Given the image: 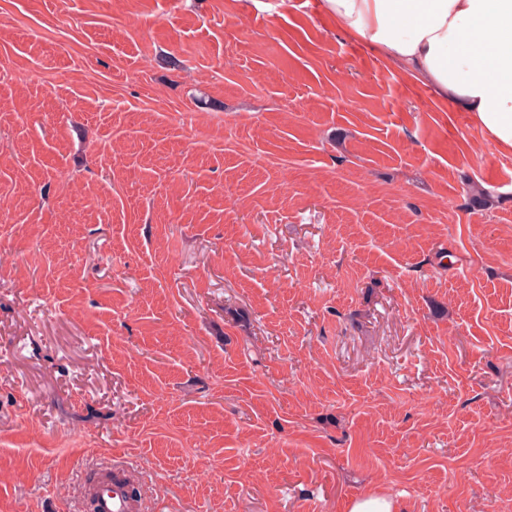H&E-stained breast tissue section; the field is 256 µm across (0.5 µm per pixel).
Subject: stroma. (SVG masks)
<instances>
[{
  "mask_svg": "<svg viewBox=\"0 0 512 512\" xmlns=\"http://www.w3.org/2000/svg\"><path fill=\"white\" fill-rule=\"evenodd\" d=\"M322 3L0 0V512H512V152ZM125 468H114L112 478L97 490V512H131L133 504L127 495ZM402 506L390 497L367 493L354 498L348 512H405Z\"/></svg>",
  "mask_w": 512,
  "mask_h": 512,
  "instance_id": "35a3bbf8",
  "label": "stroma"
}]
</instances>
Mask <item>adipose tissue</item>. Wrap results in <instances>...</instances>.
<instances>
[{"instance_id": "ef3b65f1", "label": "adipose tissue", "mask_w": 512, "mask_h": 512, "mask_svg": "<svg viewBox=\"0 0 512 512\" xmlns=\"http://www.w3.org/2000/svg\"><path fill=\"white\" fill-rule=\"evenodd\" d=\"M324 9L512 151V0H324Z\"/></svg>"}]
</instances>
